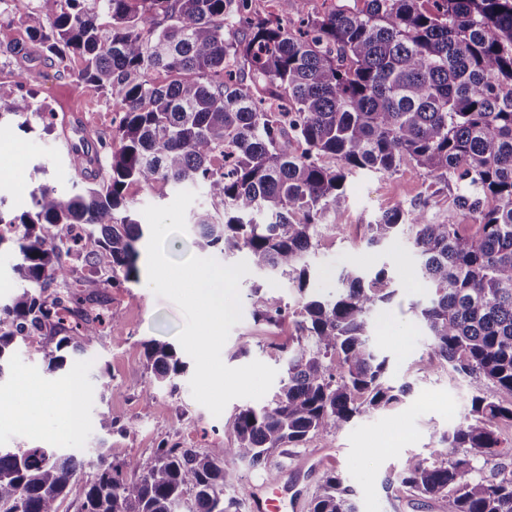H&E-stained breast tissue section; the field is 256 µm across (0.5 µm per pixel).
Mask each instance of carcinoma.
Wrapping results in <instances>:
<instances>
[{
	"label": "carcinoma",
	"mask_w": 512,
	"mask_h": 512,
	"mask_svg": "<svg viewBox=\"0 0 512 512\" xmlns=\"http://www.w3.org/2000/svg\"><path fill=\"white\" fill-rule=\"evenodd\" d=\"M37 0L28 26L35 58L84 65L113 107L105 156L72 147L86 186L31 192L32 207L0 210V245L19 257L21 288L0 300V377L18 345L49 335L42 361L63 370L101 335L107 300L70 288L71 255L105 272L111 288L138 279L135 188L204 187L223 209L193 213L195 245L247 255L262 272L288 277L301 301L286 378L273 399L245 406L228 447L156 449L149 457L94 460L53 448H0V512H61L85 470L79 512H229L224 474L240 461L324 435L386 409L403 390L388 384V359L370 344V313L396 290L384 268L354 267L336 293L307 296L306 255L336 222L350 178L423 173L428 188L453 189V215L432 221L398 206L367 225L366 245L405 236L419 276L433 289L412 309L431 337L430 357L471 380L468 415L437 459H408L398 482L440 503L441 512H512V0H364L356 10L309 0ZM32 96L12 114L29 130ZM85 232L71 236V227ZM255 322L277 324L285 309L251 289ZM147 369L176 389L184 364L165 342L144 343ZM309 512H355L336 473L325 476Z\"/></svg>",
	"instance_id": "obj_1"
}]
</instances>
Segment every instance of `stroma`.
Masks as SVG:
<instances>
[{
	"mask_svg": "<svg viewBox=\"0 0 512 512\" xmlns=\"http://www.w3.org/2000/svg\"><path fill=\"white\" fill-rule=\"evenodd\" d=\"M30 92L36 104L70 119L68 130L47 126L45 119H30L29 131L16 127L10 113L18 92ZM112 108L102 92L90 84L74 83L68 73L46 62L26 64L13 53L0 54V200L6 207L23 211L31 207V191L43 184L67 193L81 184V175L70 165L64 140L90 139L98 143L112 132ZM347 201L337 218L346 232L325 239L308 254L312 292L335 291L343 268L355 266L366 273L387 268L397 290L395 299L378 306L370 315L374 345L388 356L391 382L408 392L393 408L361 415L328 435H312L295 447L275 450L259 467L239 464L228 469L226 494L236 500L231 512H252L249 492L269 496L289 495L284 472L296 467L316 450H324L319 476L310 481L318 487L322 474L341 475L356 512H440L438 502L423 500L399 487L395 477L406 459H432L443 446L442 437L461 423L470 409L472 390L466 379L441 360L430 359V338L413 304L430 300L432 290L417 274L419 255L406 238L367 247L366 226L382 211L398 205L422 206L432 220L447 218L453 211L451 197L430 195L423 175L401 167L391 175H359L348 183ZM112 325L77 356L63 373L46 372L41 350L46 341H27L16 361L0 371V393L12 394L21 420L0 421V448L48 447L84 452L95 459L100 449L113 458L146 457L161 444L176 441L204 453L225 447L232 437V420L245 399L230 401L220 416L197 403L188 379L177 390L151 386L146 368L144 341L176 343L183 315L171 301L158 297L146 279L110 289ZM298 334L293 318L279 325L255 324L250 305H243L242 319L233 327L222 349L223 362L240 367L258 360L283 370V347ZM249 337L247 351H240L241 337ZM108 372L112 387L101 390L99 372ZM31 377L45 398L30 403L19 393V376ZM80 385L83 426L66 433L55 405L66 401L73 385ZM116 411L124 427L101 437L95 421L99 414Z\"/></svg>",
	"mask_w": 512,
	"mask_h": 512,
	"instance_id": "stroma-1",
	"label": "stroma"
}]
</instances>
